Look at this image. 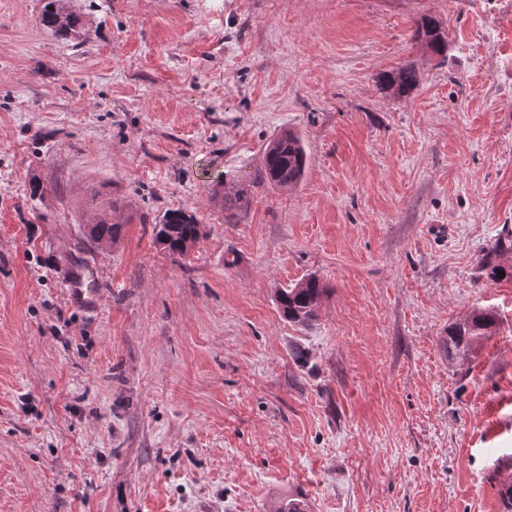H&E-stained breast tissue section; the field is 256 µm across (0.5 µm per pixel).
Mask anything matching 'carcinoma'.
<instances>
[{
    "label": "carcinoma",
    "mask_w": 512,
    "mask_h": 512,
    "mask_svg": "<svg viewBox=\"0 0 512 512\" xmlns=\"http://www.w3.org/2000/svg\"><path fill=\"white\" fill-rule=\"evenodd\" d=\"M40 23L43 27L60 36H68L76 27V17L61 3V0H47L43 7ZM415 38L433 53L443 55L448 50L446 32L434 17L424 15L417 21ZM421 73L412 64H404L396 70L382 72L378 83L382 90L397 96L411 93L420 83ZM307 166V157L301 136L293 130H282L264 148L263 164L255 176L258 183L278 188H292L302 180ZM248 191L238 189L224 194V223L235 224L249 206ZM202 224L197 216L187 210L177 209L165 212L156 222V241L172 256L185 255L184 247L189 241L201 236ZM122 225L112 214L98 217L89 229V238L101 244L113 245L121 235ZM326 293L322 282L309 276L300 282L282 288L276 300L283 317L290 323L310 325L317 316L319 303ZM496 315L489 310H476L460 323L448 326L446 345L451 356L468 355L474 352L479 340L493 333Z\"/></svg>",
    "instance_id": "obj_1"
}]
</instances>
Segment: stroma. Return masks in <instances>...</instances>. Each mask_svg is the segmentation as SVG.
<instances>
[{
    "instance_id": "stroma-1",
    "label": "stroma",
    "mask_w": 512,
    "mask_h": 512,
    "mask_svg": "<svg viewBox=\"0 0 512 512\" xmlns=\"http://www.w3.org/2000/svg\"><path fill=\"white\" fill-rule=\"evenodd\" d=\"M63 4L65 38L0 0V512H500L512 0ZM409 62L419 86L381 90ZM285 127L302 182L251 185ZM114 202L119 242L89 241ZM181 208L205 235L176 259L153 228ZM311 275L304 327L276 292ZM477 309L494 332L448 358ZM415 38L437 55H444L448 50L446 32L432 16L424 15L417 21ZM250 199L248 191L245 189H237L233 194H224V221L228 224H235L241 214L245 212L249 206Z\"/></svg>"
}]
</instances>
